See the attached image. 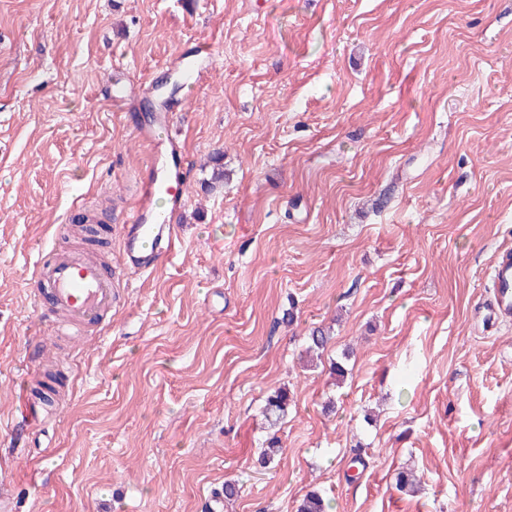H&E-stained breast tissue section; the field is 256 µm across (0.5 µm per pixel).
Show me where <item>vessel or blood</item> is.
Here are the masks:
<instances>
[{
  "label": "vessel or blood",
  "mask_w": 512,
  "mask_h": 512,
  "mask_svg": "<svg viewBox=\"0 0 512 512\" xmlns=\"http://www.w3.org/2000/svg\"><path fill=\"white\" fill-rule=\"evenodd\" d=\"M213 57L209 42H201L192 60L183 64V85L194 88L200 72ZM173 116L163 111L153 124L137 134L151 152L146 158L136 202L127 218L123 239V265L136 271H154L161 257L176 254L180 234L170 214L181 209L186 196L183 181V143L166 136ZM495 299L491 322L512 319V249L497 251L492 259ZM37 308L65 315L69 325L98 322L111 309L113 284L102 266L81 254L63 252L39 265L31 287Z\"/></svg>",
  "instance_id": "obj_1"
}]
</instances>
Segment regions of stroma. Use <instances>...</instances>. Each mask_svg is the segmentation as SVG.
<instances>
[{
	"label": "stroma",
	"instance_id": "1",
	"mask_svg": "<svg viewBox=\"0 0 512 512\" xmlns=\"http://www.w3.org/2000/svg\"><path fill=\"white\" fill-rule=\"evenodd\" d=\"M198 40L215 60L174 115L182 243L56 337L34 271L90 250L82 216L120 268L135 129ZM504 246L512 0H0V505L210 512L229 480L222 512H296L311 490L331 512H512V324L487 326ZM317 326L334 336L307 368ZM48 371L54 415L18 443ZM408 470L418 492L396 487ZM290 395L286 390H279L267 399L265 418L270 427H275L288 412Z\"/></svg>",
	"mask_w": 512,
	"mask_h": 512
}]
</instances>
